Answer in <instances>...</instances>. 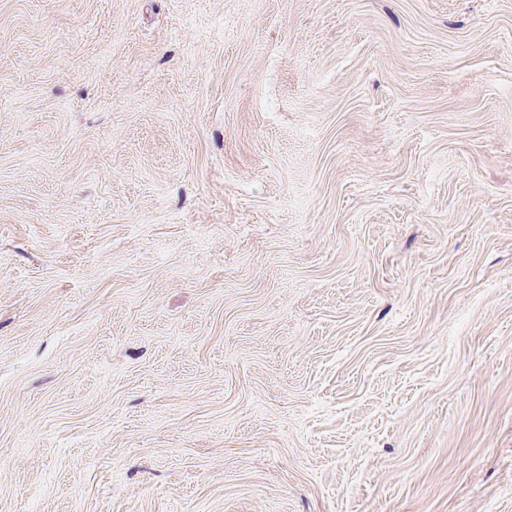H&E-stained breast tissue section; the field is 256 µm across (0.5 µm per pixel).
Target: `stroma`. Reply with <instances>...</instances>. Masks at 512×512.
I'll return each mask as SVG.
<instances>
[{
  "mask_svg": "<svg viewBox=\"0 0 512 512\" xmlns=\"http://www.w3.org/2000/svg\"><path fill=\"white\" fill-rule=\"evenodd\" d=\"M0 512H512V0H0Z\"/></svg>",
  "mask_w": 512,
  "mask_h": 512,
  "instance_id": "35a3bbf8",
  "label": "stroma"
}]
</instances>
